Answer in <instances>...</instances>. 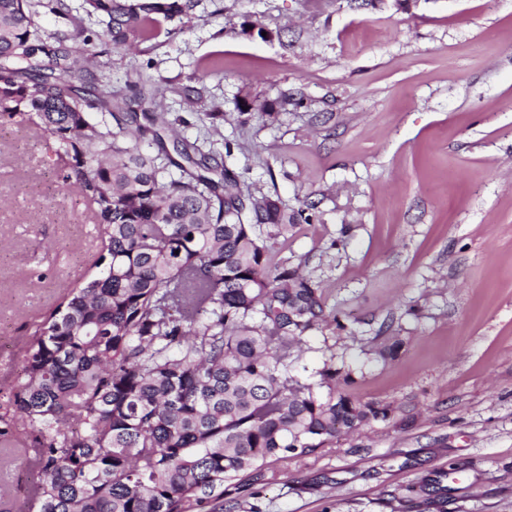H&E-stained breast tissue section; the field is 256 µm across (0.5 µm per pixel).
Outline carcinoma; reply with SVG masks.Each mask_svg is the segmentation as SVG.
<instances>
[{
  "label": "carcinoma",
  "instance_id": "obj_1",
  "mask_svg": "<svg viewBox=\"0 0 512 512\" xmlns=\"http://www.w3.org/2000/svg\"><path fill=\"white\" fill-rule=\"evenodd\" d=\"M198 0H0V118L38 120L65 191L105 239L96 274L32 332L11 397L34 434L28 512H224V483L263 481L271 458L317 452L387 419L333 363L296 371L303 337L329 317L323 291L276 263L305 210L244 202L215 157L186 139L151 154L125 136L156 121L92 90L84 44L139 46ZM45 8L62 28L37 22ZM118 129H113L112 122Z\"/></svg>",
  "mask_w": 512,
  "mask_h": 512
}]
</instances>
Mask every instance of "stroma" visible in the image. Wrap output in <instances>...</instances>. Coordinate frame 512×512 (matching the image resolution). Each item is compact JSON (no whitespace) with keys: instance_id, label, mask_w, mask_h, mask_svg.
<instances>
[{"instance_id":"35a3bbf8","label":"stroma","mask_w":512,"mask_h":512,"mask_svg":"<svg viewBox=\"0 0 512 512\" xmlns=\"http://www.w3.org/2000/svg\"><path fill=\"white\" fill-rule=\"evenodd\" d=\"M91 50L101 91L165 85L164 136L214 151L243 195L310 207L272 250L334 315L301 362L350 367L351 394L392 408L268 460L258 490L225 485L224 512H512V0H201L152 42ZM198 85L223 119L188 107ZM18 133L0 142V415L104 236L85 203L55 207L39 127ZM29 431L0 443V512L29 496Z\"/></svg>"}]
</instances>
